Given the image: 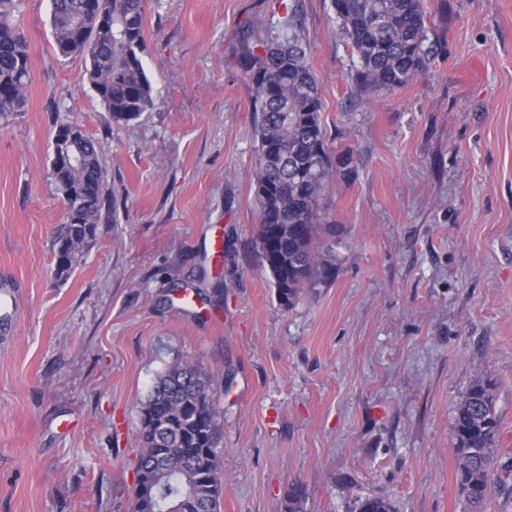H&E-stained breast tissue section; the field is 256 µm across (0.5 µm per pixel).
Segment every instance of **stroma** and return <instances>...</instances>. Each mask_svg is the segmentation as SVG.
Instances as JSON below:
<instances>
[{
	"mask_svg": "<svg viewBox=\"0 0 512 512\" xmlns=\"http://www.w3.org/2000/svg\"><path fill=\"white\" fill-rule=\"evenodd\" d=\"M295 6L334 162L323 198L329 279L284 308L256 245L252 85L243 26ZM441 51L370 101L331 0H146L153 108L113 125L57 51L50 0H20L30 83L0 118V512H133L139 409L174 357L210 372L224 454L221 512H465L451 420L471 382L496 386L512 464V0H424ZM63 123L98 141L108 190L64 280L50 174ZM224 237L222 257L212 241ZM224 281L222 309L168 302L170 279Z\"/></svg>",
	"mask_w": 512,
	"mask_h": 512,
	"instance_id": "stroma-1",
	"label": "stroma"
}]
</instances>
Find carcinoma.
<instances>
[{"label": "carcinoma", "mask_w": 512, "mask_h": 512, "mask_svg": "<svg viewBox=\"0 0 512 512\" xmlns=\"http://www.w3.org/2000/svg\"><path fill=\"white\" fill-rule=\"evenodd\" d=\"M341 35L357 64L352 82L366 98L404 88L424 70L441 43L428 42L423 0H332ZM144 0H51L50 23L63 56L85 55L80 75L103 102L115 125L136 120L153 105L142 57ZM29 43L15 22L14 0H0V115L25 103ZM237 66L252 84L258 146L254 158L257 246L285 308L307 288L331 274L327 251L334 225L321 200L335 168L321 122V89L298 33L296 12L277 32L247 34ZM81 167L57 181L65 217L54 240V275L69 277L80 264L105 203V173L98 142L85 137ZM494 383L472 381L456 404L451 424L458 485L469 512H487L495 488L506 485L512 468L499 466ZM142 465L136 470L134 512H219L224 493L222 430L211 376L199 364L174 360L154 381L140 407ZM305 493L288 488L284 512H303ZM356 512H396L383 498L358 500Z\"/></svg>", "instance_id": "carcinoma-1"}]
</instances>
